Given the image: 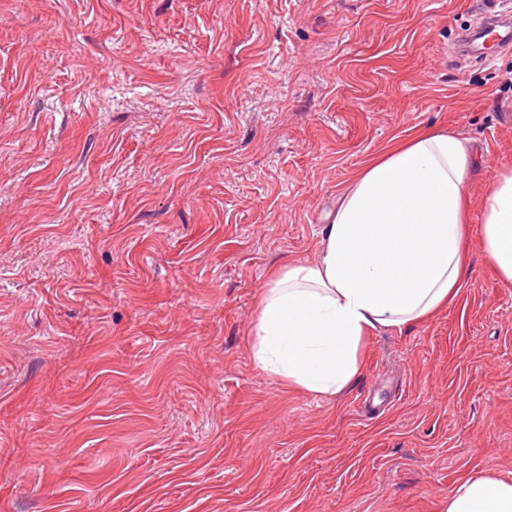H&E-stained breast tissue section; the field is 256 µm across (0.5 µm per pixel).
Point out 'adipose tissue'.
<instances>
[{
    "label": "adipose tissue",
    "mask_w": 512,
    "mask_h": 512,
    "mask_svg": "<svg viewBox=\"0 0 512 512\" xmlns=\"http://www.w3.org/2000/svg\"><path fill=\"white\" fill-rule=\"evenodd\" d=\"M473 155L443 130L387 147L345 185L309 264H291L265 289L253 358L271 376L317 396L357 375L371 330L421 321L453 297L466 272L462 248ZM485 252L512 284V169L481 205ZM439 512H512V475L470 474Z\"/></svg>",
    "instance_id": "obj_1"
}]
</instances>
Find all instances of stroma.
Segmentation results:
<instances>
[{
    "instance_id": "stroma-1",
    "label": "stroma",
    "mask_w": 512,
    "mask_h": 512,
    "mask_svg": "<svg viewBox=\"0 0 512 512\" xmlns=\"http://www.w3.org/2000/svg\"><path fill=\"white\" fill-rule=\"evenodd\" d=\"M474 0H0V512H438L512 473V47ZM475 145L455 299L314 396L252 356L261 290L397 137ZM480 232L485 252L504 283L512 284V169L499 177L481 205Z\"/></svg>"
}]
</instances>
